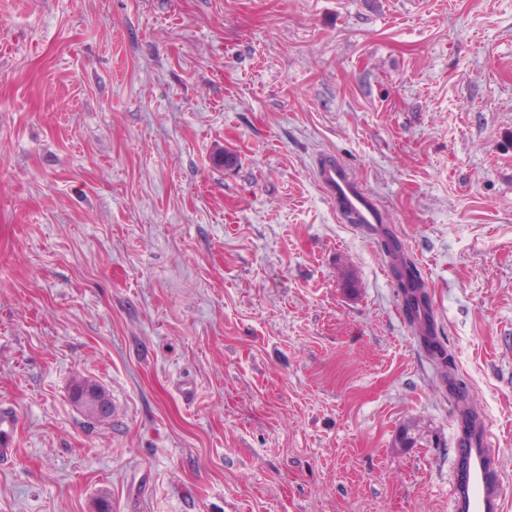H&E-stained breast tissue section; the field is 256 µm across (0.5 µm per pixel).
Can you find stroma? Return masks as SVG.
<instances>
[{
    "label": "stroma",
    "instance_id": "1",
    "mask_svg": "<svg viewBox=\"0 0 512 512\" xmlns=\"http://www.w3.org/2000/svg\"><path fill=\"white\" fill-rule=\"evenodd\" d=\"M326 156L512 512V0H0V512H450L454 398ZM317 176L336 206V215L369 234L377 235L382 231L381 211L347 165L324 158L317 166ZM389 240L393 241V246L387 250L391 258L390 271L402 294L408 319L418 329L427 351L432 356L439 357L443 369L446 364L445 350L438 339L433 317L428 316L424 327L416 321L421 312L426 313L431 310L425 285L413 261L402 252L393 238ZM19 422L17 411L0 406V461L7 463L15 456V433Z\"/></svg>",
    "mask_w": 512,
    "mask_h": 512
}]
</instances>
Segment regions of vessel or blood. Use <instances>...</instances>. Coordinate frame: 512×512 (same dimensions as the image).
<instances>
[{
    "instance_id": "obj_1",
    "label": "vessel or blood",
    "mask_w": 512,
    "mask_h": 512,
    "mask_svg": "<svg viewBox=\"0 0 512 512\" xmlns=\"http://www.w3.org/2000/svg\"><path fill=\"white\" fill-rule=\"evenodd\" d=\"M320 185L336 207L339 217L357 228L379 234L383 216L372 196L351 169L331 159L317 166ZM17 411L0 406V461L15 455ZM456 448L449 479L450 512H504L502 474L484 415L477 411L455 414Z\"/></svg>"
}]
</instances>
